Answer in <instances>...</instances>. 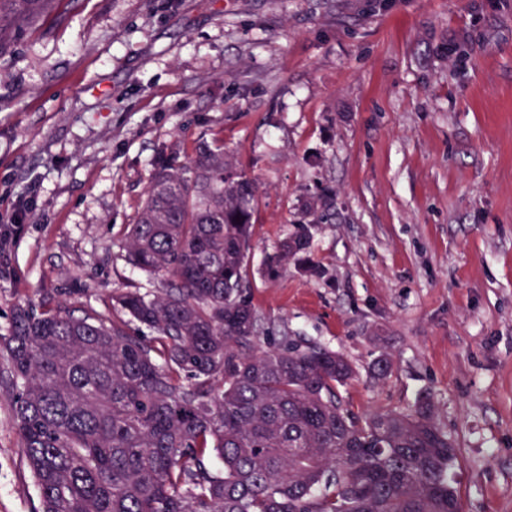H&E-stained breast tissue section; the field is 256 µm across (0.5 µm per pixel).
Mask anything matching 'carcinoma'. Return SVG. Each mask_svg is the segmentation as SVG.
I'll list each match as a JSON object with an SVG mask.
<instances>
[{"label":"carcinoma","mask_w":512,"mask_h":512,"mask_svg":"<svg viewBox=\"0 0 512 512\" xmlns=\"http://www.w3.org/2000/svg\"><path fill=\"white\" fill-rule=\"evenodd\" d=\"M52 2L0 0V43ZM258 201L224 138L184 163L164 146L125 234L126 262L158 293L128 288L83 317L15 307L0 381L40 512H462L430 398L362 416L342 354L266 333L243 289ZM317 207L315 223L332 218L333 200ZM310 241L296 225L268 274L290 260L321 274Z\"/></svg>","instance_id":"obj_1"}]
</instances>
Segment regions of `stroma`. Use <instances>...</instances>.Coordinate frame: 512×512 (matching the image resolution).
Wrapping results in <instances>:
<instances>
[{
    "label": "stroma",
    "instance_id": "35a3bbf8",
    "mask_svg": "<svg viewBox=\"0 0 512 512\" xmlns=\"http://www.w3.org/2000/svg\"><path fill=\"white\" fill-rule=\"evenodd\" d=\"M218 132L260 182L265 321L343 353L356 412L431 396L464 512H512V0H58L0 46V219L27 211L0 334L26 302L156 291L122 250L154 154ZM326 187L321 275H268ZM38 508L0 384V512Z\"/></svg>",
    "mask_w": 512,
    "mask_h": 512
}]
</instances>
